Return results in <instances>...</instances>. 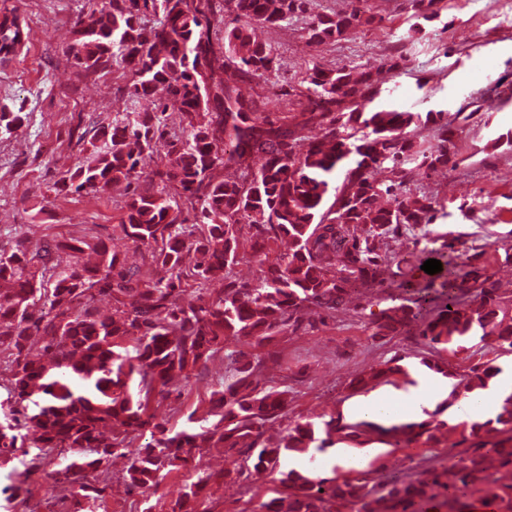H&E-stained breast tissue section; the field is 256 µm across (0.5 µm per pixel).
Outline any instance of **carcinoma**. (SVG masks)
Masks as SVG:
<instances>
[{"instance_id": "obj_1", "label": "carcinoma", "mask_w": 512, "mask_h": 512, "mask_svg": "<svg viewBox=\"0 0 512 512\" xmlns=\"http://www.w3.org/2000/svg\"><path fill=\"white\" fill-rule=\"evenodd\" d=\"M441 0H409L414 23L439 18ZM307 0H85L65 54L85 72L121 73L128 98H155L152 111L128 112L121 124L95 130L86 161L66 170L59 192L122 191L127 197L122 243L72 239L32 250L15 237L0 249V489L4 512L25 491L31 474L56 449L68 463L52 487L70 501L67 512H93L107 489L105 474L119 449L150 434L128 458L123 480L144 495L174 470L194 468L197 481L171 512H208L200 493L217 475L201 462L208 448L241 458L224 479H257L274 472L281 496L257 500L252 512H512V393L495 417L464 425L466 449L447 464L423 457L413 471L381 478L351 470L320 475L327 449L438 448L457 425L430 418L386 428L341 417L294 421L276 439L267 430L288 417V390L267 386L264 359L230 346L271 344L295 332L306 316L322 319L352 302L358 289L398 292L370 322L372 336L411 330L428 355L421 363L455 377L445 403L484 390L502 369L487 360L460 374L432 358L493 336L512 353V291L501 288L485 251L458 253L449 231L431 236L441 203L417 186L423 176L458 165L455 131L439 127L428 144L411 129L443 111L360 110L379 93L373 73L347 63L318 62L295 94L300 119L274 117L261 94L245 85L270 82L280 55L269 34L306 12ZM377 18L370 0H350L344 13L303 21L301 36L321 56L356 28ZM23 31L16 10L0 0V62L16 55ZM224 78L210 82L212 73ZM178 105L175 122L168 102ZM166 163L143 172V162ZM177 190V197L168 188ZM333 202H328L329 193ZM194 212L189 226L182 209ZM446 270L447 298L433 309L429 286L386 278L395 256L389 241L415 231ZM288 250L275 252L280 242ZM145 249L151 272L140 276L121 260L127 245ZM65 253V267L51 252ZM265 266L240 277L241 264ZM220 281L223 288L205 285ZM198 294L185 306L182 296ZM108 295L101 315L95 298ZM230 350L228 375L201 416L177 429L156 420L152 405L192 378L199 366ZM393 357L357 374L354 391L408 377ZM301 459L298 469L283 461ZM23 459H18V456ZM20 464H13L14 460Z\"/></svg>"}]
</instances>
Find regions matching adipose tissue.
I'll return each mask as SVG.
<instances>
[{
	"label": "adipose tissue",
	"instance_id": "1",
	"mask_svg": "<svg viewBox=\"0 0 512 512\" xmlns=\"http://www.w3.org/2000/svg\"><path fill=\"white\" fill-rule=\"evenodd\" d=\"M447 388V382L424 374L420 376L416 386L406 390L379 391L371 399L353 406L351 412L356 416L373 418L388 427L415 422L426 417ZM510 392L512 369L503 371L495 384L482 391L481 395L460 402L456 411L473 420L492 417L500 396Z\"/></svg>",
	"mask_w": 512,
	"mask_h": 512
}]
</instances>
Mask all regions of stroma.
I'll return each instance as SVG.
<instances>
[{"mask_svg":"<svg viewBox=\"0 0 512 512\" xmlns=\"http://www.w3.org/2000/svg\"><path fill=\"white\" fill-rule=\"evenodd\" d=\"M9 2L17 8L27 39L15 60L0 64V112H22L24 121L13 133L0 135V247L10 248L19 234L39 248L64 238H120L124 199L119 193L66 194L57 192L55 183L85 156L93 126L111 124L127 112L152 110L153 102L119 93L114 72L88 74L68 60L65 47L84 0ZM452 2L453 9L442 11L440 19L412 37L407 0H376L381 26L358 28L332 57L373 71L394 52H408V67L393 74L385 92L364 108L442 110L454 116L460 163L423 180L444 206L431 230L459 235L463 252L486 248L496 279L512 290V264L498 258L500 249L512 248V144L501 139L512 132V19L496 0ZM298 29L294 22L271 34L282 57L275 80L284 92L296 91L314 57ZM480 60L491 66L489 80L477 75ZM470 102L475 113L459 115V108ZM388 304L386 292L356 293L351 310L259 348L260 356L276 358L265 378L290 390L289 420L344 414L360 398L348 387L352 376L392 357H402L410 375L418 374L426 351L415 333L391 340L370 336L368 323ZM228 366L222 355L208 362L183 385L181 397L155 406L158 420L178 427L194 409H206ZM63 461V455L52 454L31 476L29 492L15 512H67L68 501L47 492L51 472ZM123 463L119 457L110 467L109 488L97 512H168L195 479L192 471L182 469L168 474L148 496L131 495L122 486ZM280 489L273 474L212 484L204 496L209 512H248L252 495L269 499Z\"/></svg>","mask_w":512,"mask_h":512,"instance_id":"obj_1","label":"stroma"}]
</instances>
